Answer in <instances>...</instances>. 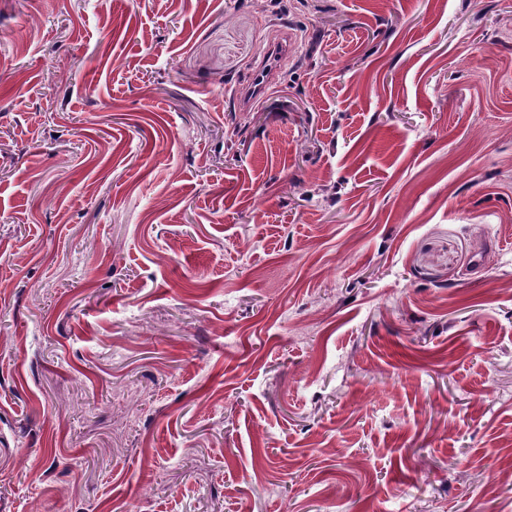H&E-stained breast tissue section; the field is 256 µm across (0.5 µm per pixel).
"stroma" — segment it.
Listing matches in <instances>:
<instances>
[{
  "instance_id": "35a3bbf8",
  "label": "stroma",
  "mask_w": 512,
  "mask_h": 512,
  "mask_svg": "<svg viewBox=\"0 0 512 512\" xmlns=\"http://www.w3.org/2000/svg\"><path fill=\"white\" fill-rule=\"evenodd\" d=\"M0 512H512V0H0ZM288 54V46L274 45L268 51L267 67L253 73L250 83L243 89L241 99L243 103H260L266 96L270 85V75L278 68L282 58Z\"/></svg>"
}]
</instances>
